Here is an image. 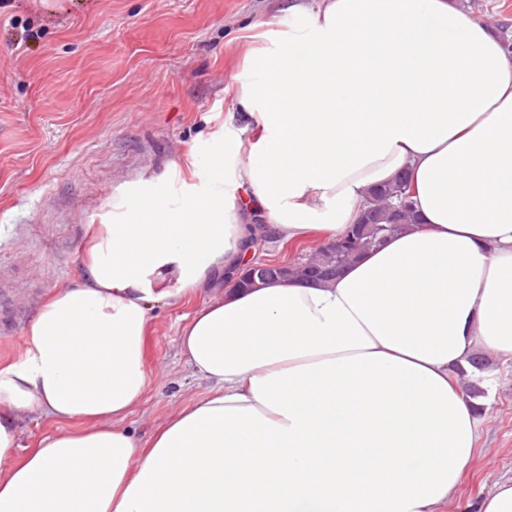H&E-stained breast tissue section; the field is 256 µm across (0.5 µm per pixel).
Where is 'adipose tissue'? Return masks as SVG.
<instances>
[{
    "mask_svg": "<svg viewBox=\"0 0 512 512\" xmlns=\"http://www.w3.org/2000/svg\"><path fill=\"white\" fill-rule=\"evenodd\" d=\"M288 12L234 84L246 127L113 190L81 275L0 366V512H442L457 493L472 361L512 360V58L454 0ZM403 170L419 224L334 279L205 302L180 345L208 391L149 439L126 428L153 304L246 263L254 219L338 240ZM23 413L57 428L21 457Z\"/></svg>",
    "mask_w": 512,
    "mask_h": 512,
    "instance_id": "ef3b65f1",
    "label": "adipose tissue"
}]
</instances>
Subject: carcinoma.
Wrapping results in <instances>:
<instances>
[{"label":"carcinoma","instance_id":"carcinoma-1","mask_svg":"<svg viewBox=\"0 0 512 512\" xmlns=\"http://www.w3.org/2000/svg\"><path fill=\"white\" fill-rule=\"evenodd\" d=\"M412 198L410 182L404 173L394 181L372 189L367 200L368 208L358 223L351 225L336 241V251L323 244L314 248L309 258L319 264L346 266L380 248L402 226L417 223Z\"/></svg>","mask_w":512,"mask_h":512}]
</instances>
